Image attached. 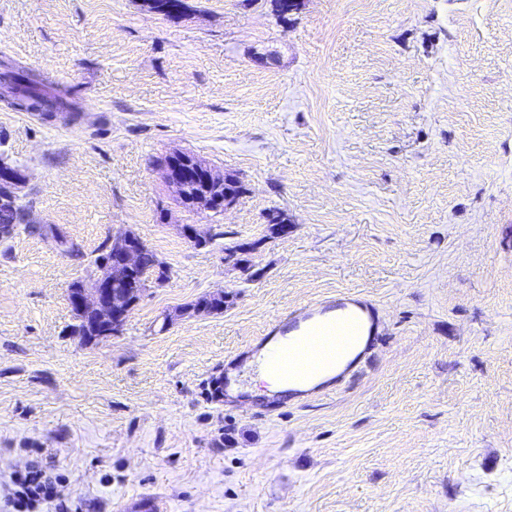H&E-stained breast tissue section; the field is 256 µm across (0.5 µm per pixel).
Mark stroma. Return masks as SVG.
<instances>
[{
	"instance_id": "stroma-1",
	"label": "stroma",
	"mask_w": 512,
	"mask_h": 512,
	"mask_svg": "<svg viewBox=\"0 0 512 512\" xmlns=\"http://www.w3.org/2000/svg\"><path fill=\"white\" fill-rule=\"evenodd\" d=\"M188 2L168 20L0 0V66L81 114L15 111L1 85L0 149L33 220L84 254L0 244V483L37 462L92 512H512V0H300L285 19ZM174 152L235 175L236 204L179 206L158 167ZM123 228L168 281L87 343L67 289ZM217 291L223 312H188ZM340 291L381 328L335 390L206 401L225 358Z\"/></svg>"
}]
</instances>
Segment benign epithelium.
<instances>
[{"label":"benign epithelium","instance_id":"benign-epithelium-1","mask_svg":"<svg viewBox=\"0 0 512 512\" xmlns=\"http://www.w3.org/2000/svg\"><path fill=\"white\" fill-rule=\"evenodd\" d=\"M160 168L165 184L186 208L223 213L237 201L232 192L224 189L236 178L218 172L192 154H170L160 162ZM197 174L215 191L192 190L190 180ZM26 186L22 170L11 163L7 154H1L0 207L7 209L24 198ZM110 243L112 259L98 263L88 281L68 289L72 313H93L98 318L101 336H89V341H101L118 333L151 285L163 283L158 275L146 279L140 274L144 243L133 231L112 235Z\"/></svg>","mask_w":512,"mask_h":512}]
</instances>
